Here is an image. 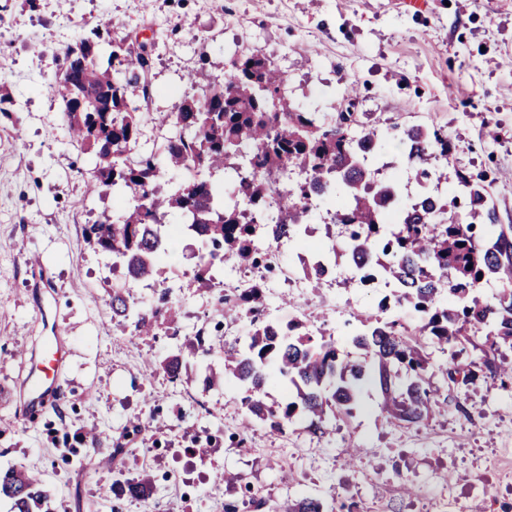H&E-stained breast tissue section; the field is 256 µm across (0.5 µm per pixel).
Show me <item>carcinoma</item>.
Wrapping results in <instances>:
<instances>
[{
    "mask_svg": "<svg viewBox=\"0 0 512 512\" xmlns=\"http://www.w3.org/2000/svg\"><path fill=\"white\" fill-rule=\"evenodd\" d=\"M109 21L60 51L62 72L52 85L63 104L70 139L94 156L91 177L119 203L110 218L90 227L96 245L122 268L129 287L152 278L167 258L165 231L179 227L199 243V275L226 268L271 271L296 259L310 287L326 283L325 266L345 262L353 279L382 280L395 288L375 313L360 320L346 343L365 358L345 359L333 338L320 339L301 323L264 319L259 288L222 297L224 311L249 318L245 342L224 351V380L241 389L242 427L259 422L285 432L298 415L312 432L331 416L349 418L372 381L378 407L393 424L417 427L445 409L433 379L453 384L484 372L501 387L512 383V224L498 223L487 176L455 171L449 192L446 166L454 146L434 126L386 128L357 111L358 90H343L345 109L330 116L288 99V75L259 53L224 54L223 77L199 96L184 99L159 122L173 128L162 145L137 151L145 113L131 106V90L148 95L150 59L115 36ZM112 50L99 63L103 38ZM411 164L414 195L398 177L380 178L377 159L391 148ZM224 172V183L210 179ZM286 176L280 187L272 177ZM344 228L326 234L325 250L311 255L308 226L321 214ZM288 251L271 261L266 248ZM495 282L493 296L482 294ZM117 324L148 334L173 306H139L123 288L108 300ZM411 309L415 335L449 353L435 366L426 346L396 327L386 313ZM471 346L466 362L459 349ZM183 353L157 365L172 380L181 376ZM285 397L267 401L271 381ZM10 512H55L38 475L0 468V500ZM279 512H326L322 499H286Z\"/></svg>",
    "mask_w": 512,
    "mask_h": 512,
    "instance_id": "1",
    "label": "carcinoma"
}]
</instances>
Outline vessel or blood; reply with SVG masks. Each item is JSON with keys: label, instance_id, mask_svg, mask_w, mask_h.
Instances as JSON below:
<instances>
[{"label": "vessel or blood", "instance_id": "1", "mask_svg": "<svg viewBox=\"0 0 512 512\" xmlns=\"http://www.w3.org/2000/svg\"><path fill=\"white\" fill-rule=\"evenodd\" d=\"M63 359L64 351L57 345L44 351L40 358L27 359L28 372L24 380L27 396L18 410L22 420H31L36 415L49 411L55 405L57 389L54 385L53 373Z\"/></svg>", "mask_w": 512, "mask_h": 512}]
</instances>
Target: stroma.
<instances>
[{
	"mask_svg": "<svg viewBox=\"0 0 512 512\" xmlns=\"http://www.w3.org/2000/svg\"><path fill=\"white\" fill-rule=\"evenodd\" d=\"M124 22L131 47L152 46L144 111L171 112L178 95L222 77L225 49L258 52L288 71V95L316 112H337L346 83L360 111L381 123L437 126L458 146L449 170L491 178L500 223L512 224V0H0V85L15 100L0 119V466L38 472L56 512H276L286 498H322L327 512L356 503L393 512H432L434 500L466 495L490 464L512 476V388L490 381L448 389L444 415L420 428L382 418L375 392L355 417L330 420L321 437L302 424L285 433L242 432L240 392L223 379L225 345L242 341L246 317L220 302L229 272L198 280V244L182 238L154 278L133 288L151 302L165 287L178 311L154 335L120 332L104 299L125 281L111 257L90 243L89 227L111 215V194L90 180L91 154L70 143L51 91L57 46L108 19ZM384 292L306 295L325 333L343 325L334 296L372 312ZM60 336L69 349L53 409L32 424L16 418L27 370L23 351ZM202 337L212 352L184 359L174 381L147 362ZM140 417L145 431L132 435ZM97 428L100 448L123 447L109 465L100 448L78 443ZM207 446L194 454L195 444ZM357 446L349 462V446ZM78 461L65 463L69 449ZM231 471L239 480L217 482ZM127 480L154 495L121 493Z\"/></svg>",
	"mask_w": 512,
	"mask_h": 512,
	"instance_id": "obj_1",
	"label": "stroma"
}]
</instances>
